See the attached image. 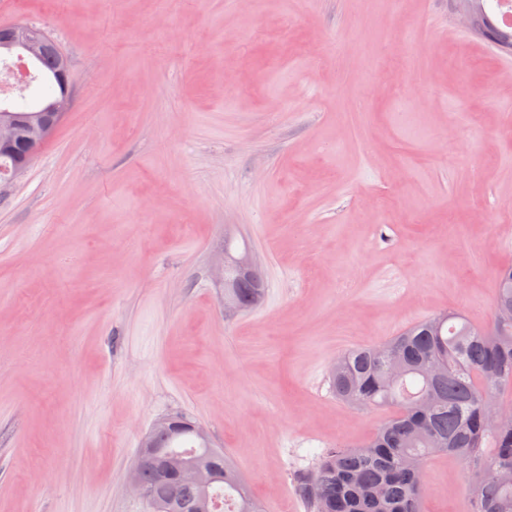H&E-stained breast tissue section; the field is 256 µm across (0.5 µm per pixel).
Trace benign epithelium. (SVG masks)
<instances>
[{
	"mask_svg": "<svg viewBox=\"0 0 512 512\" xmlns=\"http://www.w3.org/2000/svg\"><path fill=\"white\" fill-rule=\"evenodd\" d=\"M51 53L59 60L52 82L56 93L48 100L29 111H18L10 105H0V151L16 157L8 170V180L12 181L23 174L30 165L36 150L49 142L71 102V86L68 82L69 59L45 31L27 24H17L0 35V57L17 59L24 67L33 68ZM240 274L254 282H260V275L252 258L245 254L235 259ZM144 462L138 457L129 477L130 490L142 498H150L137 478V471Z\"/></svg>",
	"mask_w": 512,
	"mask_h": 512,
	"instance_id": "1",
	"label": "benign epithelium"
}]
</instances>
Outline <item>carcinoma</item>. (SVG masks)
Segmentation results:
<instances>
[{"label": "carcinoma", "instance_id": "carcinoma-1", "mask_svg": "<svg viewBox=\"0 0 512 512\" xmlns=\"http://www.w3.org/2000/svg\"><path fill=\"white\" fill-rule=\"evenodd\" d=\"M474 32L512 52V31L498 26L485 0ZM494 310H512V266L500 270ZM242 308L258 307L251 288H236ZM336 397L387 413L358 448L327 450L297 478L307 512H422L423 470L436 453L457 456L472 474L470 512H512V425L488 422L493 405L512 400V319L493 315L474 325L449 312L412 324L396 336L345 351L330 368ZM142 448L144 488L165 500V512H261L248 484L221 448H204L184 429ZM210 466L213 483L177 487L172 458Z\"/></svg>", "mask_w": 512, "mask_h": 512}]
</instances>
